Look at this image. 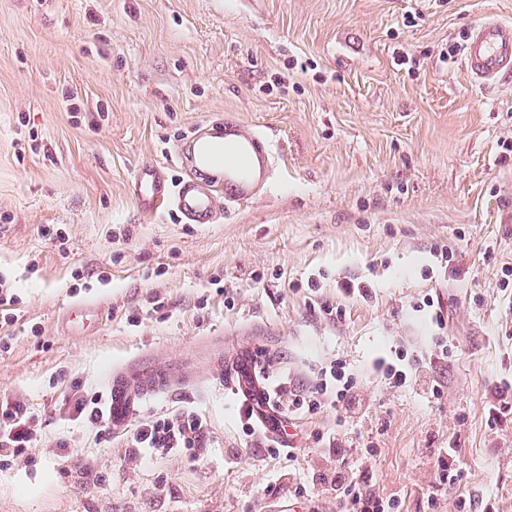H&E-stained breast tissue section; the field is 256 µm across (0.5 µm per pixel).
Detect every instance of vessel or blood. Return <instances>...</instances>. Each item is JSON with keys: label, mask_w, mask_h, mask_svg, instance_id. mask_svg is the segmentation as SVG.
<instances>
[{"label": "vessel or blood", "mask_w": 512, "mask_h": 512, "mask_svg": "<svg viewBox=\"0 0 512 512\" xmlns=\"http://www.w3.org/2000/svg\"><path fill=\"white\" fill-rule=\"evenodd\" d=\"M466 71L483 84L512 75V23L484 19L467 32L463 45ZM184 176L171 184L159 165L148 162L135 171L130 193L143 214L154 217L172 211L188 224H214L238 204L267 193L273 182L277 150L258 130L228 119L224 134L211 137L196 127L173 148ZM203 168L223 170V181L199 180ZM226 382L243 399L253 400L260 392L249 357L242 356L224 372ZM169 374L154 372L130 380L120 369L110 372L108 407L113 434L125 431L145 400L171 387Z\"/></svg>", "instance_id": "obj_1"}]
</instances>
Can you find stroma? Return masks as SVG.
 <instances>
[{"instance_id": "35a3bbf8", "label": "stroma", "mask_w": 512, "mask_h": 512, "mask_svg": "<svg viewBox=\"0 0 512 512\" xmlns=\"http://www.w3.org/2000/svg\"><path fill=\"white\" fill-rule=\"evenodd\" d=\"M490 14L512 21V0H0V277L19 299L0 321V404L40 425L0 468V512H280L285 474L335 468L313 436L338 419L325 407L287 423L290 457L248 442L208 362L244 352L298 390L345 360L370 406L347 436L377 444L372 481L404 512H432L421 451L453 432L466 476L433 512L461 497L512 512V460L497 453L512 426L487 425L492 388L512 378V287L498 286L512 77L482 85L444 56ZM228 116L279 146L270 191L215 224L143 215L127 191L137 166L177 180L167 149ZM80 300L102 316L64 335ZM399 351L428 363L440 399L375 371ZM139 361L190 373L137 419L194 409L210 424L200 455L130 458L125 436L76 413Z\"/></svg>"}]
</instances>
